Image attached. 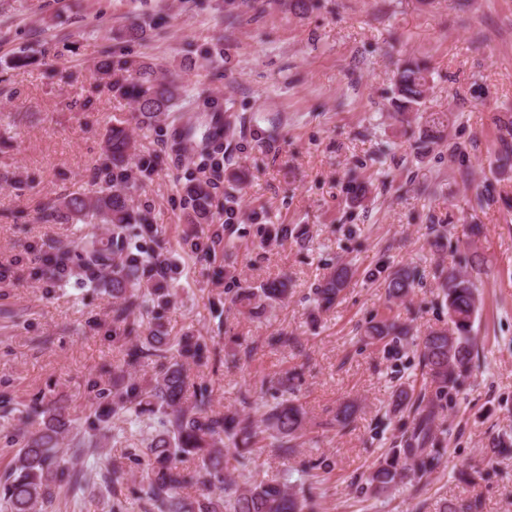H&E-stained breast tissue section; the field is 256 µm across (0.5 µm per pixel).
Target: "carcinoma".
<instances>
[{"label":"carcinoma","instance_id":"obj_1","mask_svg":"<svg viewBox=\"0 0 512 512\" xmlns=\"http://www.w3.org/2000/svg\"><path fill=\"white\" fill-rule=\"evenodd\" d=\"M98 71L107 80L112 95L135 105L136 123L149 128L156 119L172 110L180 97L176 80H160L153 68L124 57L105 54L98 62ZM428 84V68L408 60L395 75V100L398 114L404 116L419 109ZM447 119L431 113L426 119L425 141L437 143L443 138ZM136 142L121 123L110 126L103 141L105 166L109 187L91 198L66 195L41 208L38 219L43 223H89L112 225L111 244L102 245L94 238L83 240L75 250L57 249L44 259V271L54 276L60 270L76 268L83 280L94 285L106 268L112 269V297L121 300L116 310V322L122 332L132 334L135 328L127 324L134 310H149L152 304L168 302L170 288L164 273L165 261L145 256L137 245L135 229H152L148 218L132 212L124 187L131 177V163L136 155ZM185 203L198 221L212 218V193L206 182L187 178ZM415 269L403 267L384 278V288L390 300L406 297L414 288ZM349 281V269L337 265L316 286L317 306L328 310ZM443 298L448 308L450 327L431 330L420 338L417 353L439 398L457 389L471 372L474 338L472 324L476 305L474 281L455 270L443 277ZM288 297V278L268 280L257 290H248L239 302L251 306L259 314L273 302ZM409 330L393 318L369 323L365 336L372 340L408 335ZM146 341L153 348L170 347V338L160 323L147 333ZM178 360L161 366L151 382L143 387L124 381L121 372L113 374L117 391L112 393V407L97 415L105 423L119 413L140 415L145 412L161 415V430L149 447L146 473L147 495L157 512H304L305 500L290 491L288 485L277 481H259L239 485L228 468V456L242 464L252 446L263 433H271L277 441L276 450L283 454L294 452V444L302 428L304 413L290 399H284L263 413L258 425L237 414L216 415L209 411L205 395L189 407L184 403L188 376L182 359H201L206 345L192 336L176 341ZM396 407H409L414 412V427L406 447L394 448L367 477V489L380 496L412 479H420L436 468L443 457L430 434L437 403L423 404L412 399L406 388L396 393ZM356 408L351 403L340 405L333 421L344 428L354 419ZM31 429L18 439L19 447L5 475L0 477V501L9 512H45L62 486L78 481V474L69 469L58 455L59 439L69 431L65 413L52 407L31 408ZM198 462L194 470L184 466L188 460ZM205 488L219 486L223 496L214 499L202 495L188 498L181 490L190 485ZM477 499L445 502L440 512H480Z\"/></svg>","mask_w":512,"mask_h":512}]
</instances>
